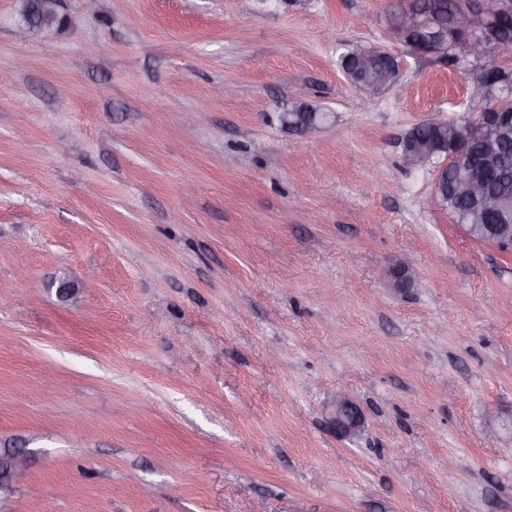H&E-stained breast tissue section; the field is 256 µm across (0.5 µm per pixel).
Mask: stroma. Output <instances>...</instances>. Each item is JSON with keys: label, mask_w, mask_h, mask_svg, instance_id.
I'll return each instance as SVG.
<instances>
[{"label": "stroma", "mask_w": 512, "mask_h": 512, "mask_svg": "<svg viewBox=\"0 0 512 512\" xmlns=\"http://www.w3.org/2000/svg\"><path fill=\"white\" fill-rule=\"evenodd\" d=\"M391 5L58 0L37 28L0 0L13 512H512V254L434 199L444 158L403 154L475 116L478 61L413 54ZM356 42L395 84L347 81ZM299 95L322 129L281 127ZM422 124H417L413 127L408 133V137L415 142H422L424 140H430L432 142L439 141L440 139H446L445 134L447 135V128L442 127H433V126H447V121L445 120H437V119H427L424 120ZM429 125V126H426ZM432 126V127H431ZM427 141V145H422L420 143L417 149L408 150L405 138L404 144V156L409 165L418 166L425 161L429 160V158L434 157L435 155V145ZM423 146V147H422ZM332 421L343 434L354 435L359 430L362 418L358 407L345 395H337L333 405Z\"/></svg>", "instance_id": "stroma-1"}]
</instances>
